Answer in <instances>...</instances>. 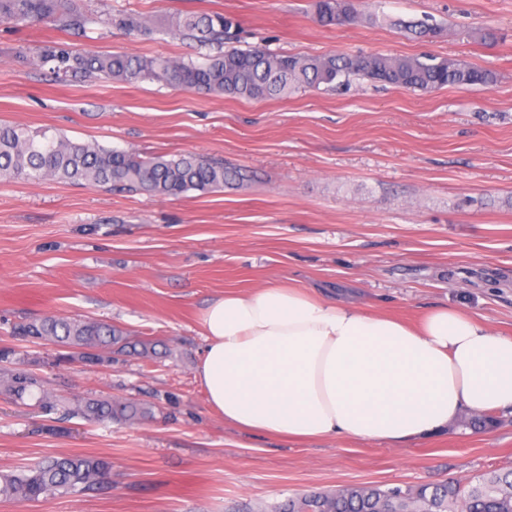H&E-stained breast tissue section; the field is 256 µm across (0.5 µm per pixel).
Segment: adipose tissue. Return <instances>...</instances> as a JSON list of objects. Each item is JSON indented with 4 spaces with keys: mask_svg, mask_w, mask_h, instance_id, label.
<instances>
[{
    "mask_svg": "<svg viewBox=\"0 0 512 512\" xmlns=\"http://www.w3.org/2000/svg\"><path fill=\"white\" fill-rule=\"evenodd\" d=\"M202 325L196 378L241 431L399 446L465 414H512V333L461 308L412 324L273 282L215 297Z\"/></svg>",
    "mask_w": 512,
    "mask_h": 512,
    "instance_id": "adipose-tissue-1",
    "label": "adipose tissue"
}]
</instances>
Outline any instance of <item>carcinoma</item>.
I'll return each instance as SVG.
<instances>
[{"label":"carcinoma","mask_w":512,"mask_h":512,"mask_svg":"<svg viewBox=\"0 0 512 512\" xmlns=\"http://www.w3.org/2000/svg\"><path fill=\"white\" fill-rule=\"evenodd\" d=\"M315 8L317 22L323 27L355 24L362 19L356 0H316ZM97 21L98 17L80 7L79 0H0V23L51 22L62 32L82 34L88 24ZM104 23L128 33L161 31L189 39L196 43L202 61L164 55L76 52L63 41H53L38 49L39 63L50 65V73L58 78L157 82L249 100L286 98L302 88H333L353 78L422 92L493 82L487 70L453 59L332 52L296 56L261 47L241 49L235 46L237 21L226 14L176 11L157 24L135 13L120 12L108 15ZM47 178L179 197L190 190L205 193L226 184H240L248 180V175L240 168L226 167L194 153L143 158L93 142L32 134L22 125L0 122V182ZM12 333L24 340L45 339L81 348L83 357L91 362L137 349L142 355L152 353V344L133 338L117 326L74 317L51 316L19 323ZM2 393L16 402L33 399L46 414H77L88 421L102 422L116 416L134 421L151 415L149 407L134 401L116 404L108 397L52 395L43 378L25 368L0 373ZM111 475V463L103 458L47 457L18 471L0 473V500L37 501L101 490L108 486ZM279 512H512V470L475 476L466 489L448 482L404 489L370 486L315 492L288 498Z\"/></svg>","instance_id":"carcinoma-1"}]
</instances>
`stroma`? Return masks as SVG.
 Segmentation results:
<instances>
[{"label":"stroma","instance_id":"35a3bbf8","mask_svg":"<svg viewBox=\"0 0 512 512\" xmlns=\"http://www.w3.org/2000/svg\"><path fill=\"white\" fill-rule=\"evenodd\" d=\"M315 0H82L98 23L62 36L49 25H0V122L134 152H193L246 168L237 189L174 197L82 182H0V348L9 367L57 395L153 406L152 418L91 424L0 395V472L44 458L93 455L112 465L102 491L0 512H274L291 495L353 485L407 486L512 468V416L467 419L394 448L373 440L304 445L240 431L209 408L195 377L201 315L227 291L294 280L369 311L409 320L448 305L512 332V0H360L366 19L322 27ZM219 12L240 45L280 54L434 56L492 71L493 84L432 92L357 79L247 100L157 83L50 81L36 50L196 59L194 43L127 35L103 16ZM442 36L418 38L420 19ZM496 30L483 42L479 30ZM53 315L101 320L164 358L21 341L13 324Z\"/></svg>","mask_w":512,"mask_h":512}]
</instances>
